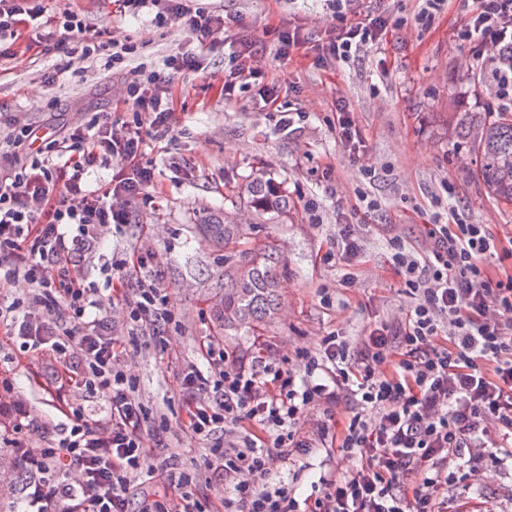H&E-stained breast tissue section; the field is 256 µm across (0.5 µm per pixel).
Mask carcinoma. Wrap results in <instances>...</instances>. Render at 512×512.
<instances>
[{
	"instance_id": "1",
	"label": "carcinoma",
	"mask_w": 512,
	"mask_h": 512,
	"mask_svg": "<svg viewBox=\"0 0 512 512\" xmlns=\"http://www.w3.org/2000/svg\"><path fill=\"white\" fill-rule=\"evenodd\" d=\"M479 172L492 194L512 203V113L500 112L481 124L477 145ZM250 203L263 213L282 214L288 209V197L263 176L249 182ZM204 237L215 247H228L244 235V227L221 216L201 225ZM283 267L276 248L268 247L261 262L232 265L224 284V294L217 300L215 322L223 333L256 332L277 315L280 269Z\"/></svg>"
}]
</instances>
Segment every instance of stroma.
Wrapping results in <instances>:
<instances>
[{
	"mask_svg": "<svg viewBox=\"0 0 512 512\" xmlns=\"http://www.w3.org/2000/svg\"><path fill=\"white\" fill-rule=\"evenodd\" d=\"M224 15L223 29L212 36L204 69L177 78L172 89L175 124L164 136H148L144 159L152 166L156 191L140 201L132 223L109 227L101 251L123 265L136 281L140 265L161 270V286L175 316L157 346L134 342L127 368L139 382L150 409L177 423L183 411L181 379L191 367L205 368L202 344L215 337L211 300L224 290V253L205 243L198 231L202 217L224 213L253 225L248 238L232 245L237 258L250 260L264 243H274L285 264L280 278L279 316L253 335L227 336L223 343L236 358L257 364L267 349L291 357L317 349L328 333L358 342L377 321L405 322L411 304L403 278L391 264L388 241L402 237L421 250L422 225L438 220L436 201L451 198L458 218L512 233V204L495 200L478 174L479 123L496 108L495 90L484 75L489 52L458 38L456 31L472 0H445L429 24L416 15L420 0H359L362 14L383 11L391 23L376 43L357 51L348 63L322 67L313 44L291 57L278 53L276 34L285 29L324 35L332 22L327 0H199ZM80 10L89 34L106 32L117 42L145 44L144 60L161 66L168 55L194 51L195 43L168 23L157 27L153 15L120 16L113 0H43L47 14ZM252 43L255 83L224 94L240 41ZM10 56L0 58V107L19 123L42 125L55 112L60 125L111 114L117 126H132L124 105L125 66L104 71L99 60L67 65L59 54L44 55L29 27L0 38ZM64 71L45 86L48 66ZM277 85V105L265 104V87ZM344 103L361 130L364 163L375 167L369 181L361 164L350 162L336 132V105ZM302 113L296 130H285L282 111ZM271 178L288 196L279 218L248 207L245 188L255 175ZM357 220L361 253L352 284L340 283L336 264L339 224ZM12 391L0 398V432L15 423L24 405L37 433L28 437L32 452L57 444L73 408L108 427L102 396L61 378L53 353L21 355L0 333V381ZM179 470L193 478L195 498L222 505L228 489L205 479L206 450L222 443L223 432L208 438L179 431ZM326 449H314L294 470L274 471L272 481H291L297 498L313 491L323 473ZM476 512H512V462L448 486V507Z\"/></svg>",
	"mask_w": 512,
	"mask_h": 512,
	"instance_id": "35a3bbf8",
	"label": "stroma"
}]
</instances>
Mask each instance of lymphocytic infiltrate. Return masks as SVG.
I'll list each match as a JSON object with an SVG mask.
<instances>
[{
    "label": "lymphocytic infiltrate",
    "mask_w": 512,
    "mask_h": 512,
    "mask_svg": "<svg viewBox=\"0 0 512 512\" xmlns=\"http://www.w3.org/2000/svg\"><path fill=\"white\" fill-rule=\"evenodd\" d=\"M120 12L155 10L174 21L200 50L168 56L162 70L134 74L124 102L146 128L121 134L110 115L97 114L64 132L41 137L38 127L17 126L0 113L5 143L25 150L21 164L0 166V288L16 282L26 297L0 302V327L20 352L56 355L66 379L106 398L110 428L73 412L56 446L32 453L21 439L27 414L17 409L11 456L27 473L26 512H215L184 493L185 473L171 464L167 421L147 427L149 411L137 382L121 369L127 348L112 336L101 290L82 272L95 255L101 229L129 223L130 207L154 184L142 162L144 132L172 129L174 80L203 68L223 15L190 9L185 0H117ZM334 22L318 46L320 65L348 61L360 47L380 39L385 13L361 16L352 0H331ZM459 35L495 51L489 78L500 90L499 110L512 111V0H475ZM46 30L48 52L107 63L131 58L133 44L87 36L77 11L44 16L31 0H0V32L21 17ZM63 36H55L54 28ZM120 159L125 171L95 186L91 177ZM427 248L415 255L401 239L390 243L394 267L412 304L402 325L381 322L358 343L336 334L316 350L296 352L293 366L277 359L247 367L214 342L203 355L207 370L191 368L183 378L190 398L184 426L208 437L217 430L235 441L214 445L204 459L211 477L228 485L225 512H447L443 496L457 472L478 476L512 459V272L493 277L492 255L512 259V247L487 224H428ZM160 274L137 279L124 305L133 330L161 341L173 315L159 286ZM391 372H382V365ZM322 404L325 420L337 406L353 411L339 432L322 428L312 437L301 424L305 407ZM329 441L336 467L320 476V495L297 499L288 484L269 486L271 472ZM157 464L142 472L144 456ZM156 491L135 496L140 477Z\"/></svg>",
    "instance_id": "1"
}]
</instances>
